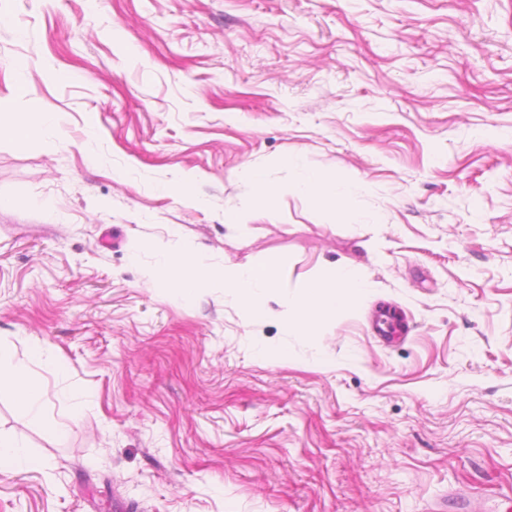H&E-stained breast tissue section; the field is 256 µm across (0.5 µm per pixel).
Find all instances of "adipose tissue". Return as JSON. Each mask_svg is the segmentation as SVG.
<instances>
[{
	"label": "adipose tissue",
	"mask_w": 512,
	"mask_h": 512,
	"mask_svg": "<svg viewBox=\"0 0 512 512\" xmlns=\"http://www.w3.org/2000/svg\"><path fill=\"white\" fill-rule=\"evenodd\" d=\"M249 180L254 195L265 199L278 196L286 190L303 197L324 200L337 209L347 195L344 184L314 169L303 171L284 190L273 185L259 172H250ZM143 276L147 281L160 285L177 284L188 292L223 287L236 296L243 308L257 315L263 314L264 298L276 287L274 272L266 265L217 266L211 263L204 252L192 246L164 253L162 261L144 270ZM370 293V283L357 268L336 266L326 278L307 283L300 292L289 298L292 318L288 326L296 333L311 334L320 317L333 316L354 307ZM44 358L45 351L40 347L31 350L23 361L0 354V388L10 389L17 410L33 417L40 415L47 390L32 375L31 366L43 362Z\"/></svg>",
	"instance_id": "adipose-tissue-1"
}]
</instances>
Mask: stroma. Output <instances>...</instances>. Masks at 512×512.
I'll use <instances>...</instances> for the list:
<instances>
[{
    "label": "stroma",
    "mask_w": 512,
    "mask_h": 512,
    "mask_svg": "<svg viewBox=\"0 0 512 512\" xmlns=\"http://www.w3.org/2000/svg\"><path fill=\"white\" fill-rule=\"evenodd\" d=\"M0 96L59 119L0 135V352L55 361L41 418L0 389L39 460L0 472V512L512 494V0H0ZM254 169L360 188L341 217L254 199ZM186 244L275 266L265 315L145 282ZM339 264L373 293L289 332L286 295ZM382 302L405 342L372 335Z\"/></svg>",
    "instance_id": "1"
}]
</instances>
